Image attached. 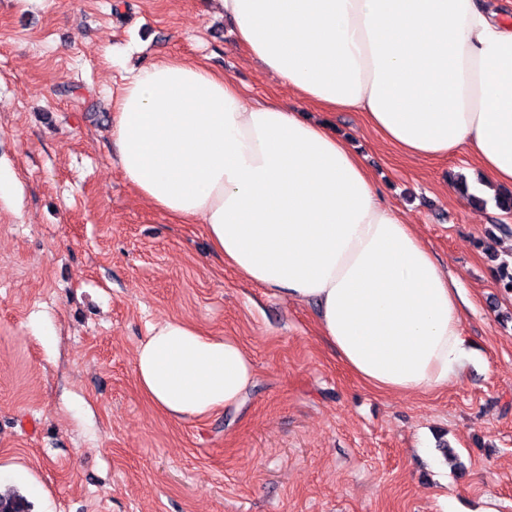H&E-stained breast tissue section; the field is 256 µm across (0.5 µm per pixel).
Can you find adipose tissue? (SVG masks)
I'll return each mask as SVG.
<instances>
[{
  "label": "adipose tissue",
  "instance_id": "1",
  "mask_svg": "<svg viewBox=\"0 0 512 512\" xmlns=\"http://www.w3.org/2000/svg\"><path fill=\"white\" fill-rule=\"evenodd\" d=\"M269 76L324 112L355 110L403 153L467 151L480 189L512 187V17L487 0H217ZM111 129L138 199L204 225L244 279L319 307L345 366L384 394L447 387L472 359L459 283L385 203L348 140L280 104L245 105L200 63L128 71ZM251 353L181 319L148 328L137 385L173 420L252 385Z\"/></svg>",
  "mask_w": 512,
  "mask_h": 512
}]
</instances>
